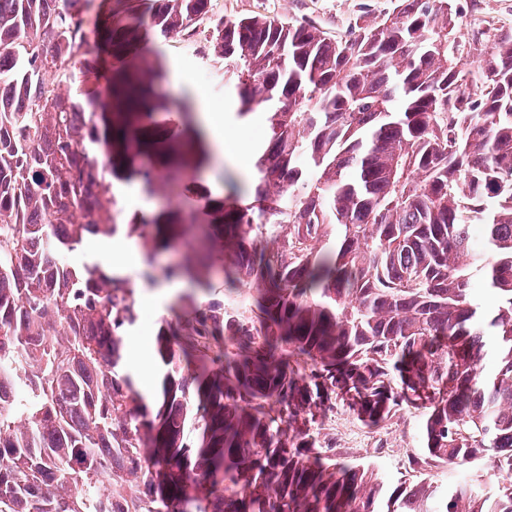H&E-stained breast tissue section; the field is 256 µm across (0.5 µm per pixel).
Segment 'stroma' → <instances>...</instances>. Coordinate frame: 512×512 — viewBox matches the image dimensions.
Here are the masks:
<instances>
[{"mask_svg": "<svg viewBox=\"0 0 512 512\" xmlns=\"http://www.w3.org/2000/svg\"><path fill=\"white\" fill-rule=\"evenodd\" d=\"M390 7V0H210L209 12L198 22L194 35L153 45L152 51L162 62L166 73L162 91L172 102L180 101L197 90L203 92L212 108L222 112L230 128L237 130L242 143H249L248 132L253 126L263 123V115L237 118L233 83L225 75L223 64L203 57L200 52L205 35L214 22L221 19L233 21L258 13L284 22L310 19L330 36L336 37L345 35L362 12L378 17ZM206 71L212 78L203 85L198 76ZM169 305L166 299L156 305L136 302L137 321L125 333V353H132L143 337L153 336L160 320L168 317ZM422 424L421 411L405 409L380 426L370 428L339 405L319 419L311 431L331 448L337 460L369 465L392 484L424 474L433 476L440 484H460L479 475V467L473 465L418 467V460L424 456L420 439Z\"/></svg>", "mask_w": 512, "mask_h": 512, "instance_id": "stroma-1", "label": "stroma"}]
</instances>
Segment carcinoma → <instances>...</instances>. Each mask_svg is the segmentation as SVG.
<instances>
[{
	"instance_id": "obj_1",
	"label": "carcinoma",
	"mask_w": 512,
	"mask_h": 512,
	"mask_svg": "<svg viewBox=\"0 0 512 512\" xmlns=\"http://www.w3.org/2000/svg\"><path fill=\"white\" fill-rule=\"evenodd\" d=\"M93 2L0 0V512H512V34L465 37L454 0H391L335 39L221 19L202 53L265 116L253 195L125 218L114 183L161 193L209 160L141 48L208 0ZM93 39L119 62L100 112L71 88ZM90 234L147 267L179 251L165 278L204 296L161 321L155 406L122 373L131 280L62 261ZM221 274L262 285L256 308ZM333 399L368 426L423 411V463L484 461L493 486L337 461L308 428Z\"/></svg>"
}]
</instances>
